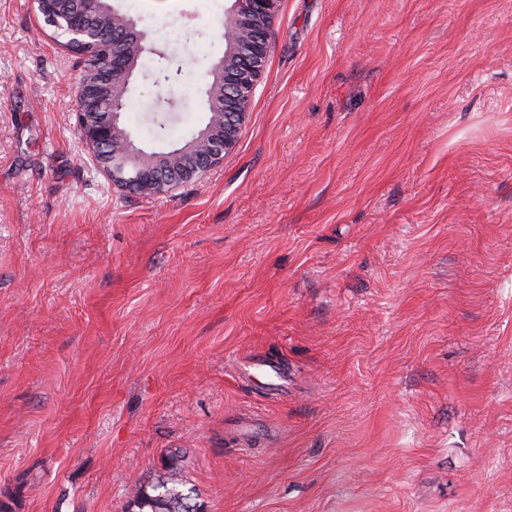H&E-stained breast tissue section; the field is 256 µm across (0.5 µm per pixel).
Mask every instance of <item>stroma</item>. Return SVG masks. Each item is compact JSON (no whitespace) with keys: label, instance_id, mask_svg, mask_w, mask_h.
<instances>
[{"label":"stroma","instance_id":"stroma-1","mask_svg":"<svg viewBox=\"0 0 512 512\" xmlns=\"http://www.w3.org/2000/svg\"><path fill=\"white\" fill-rule=\"evenodd\" d=\"M229 5L137 0L145 150L202 123ZM268 41L223 166L130 194L0 0L12 512H124L173 460L205 512H512V0H281Z\"/></svg>","mask_w":512,"mask_h":512}]
</instances>
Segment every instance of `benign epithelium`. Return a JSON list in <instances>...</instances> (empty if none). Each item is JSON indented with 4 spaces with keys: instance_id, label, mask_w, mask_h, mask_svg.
Returning a JSON list of instances; mask_svg holds the SVG:
<instances>
[{
    "instance_id": "benign-epithelium-1",
    "label": "benign epithelium",
    "mask_w": 512,
    "mask_h": 512,
    "mask_svg": "<svg viewBox=\"0 0 512 512\" xmlns=\"http://www.w3.org/2000/svg\"><path fill=\"white\" fill-rule=\"evenodd\" d=\"M46 25L63 29L81 44L82 69L73 90L72 115L92 165L112 185L142 195L168 193L222 165L236 146L254 89L269 52L267 31L280 0H232L224 15V55L213 62V82L202 85L208 122L185 144L166 151L138 148L121 116L104 114L102 103L128 97L137 62L145 50L134 19L100 0H31Z\"/></svg>"
}]
</instances>
